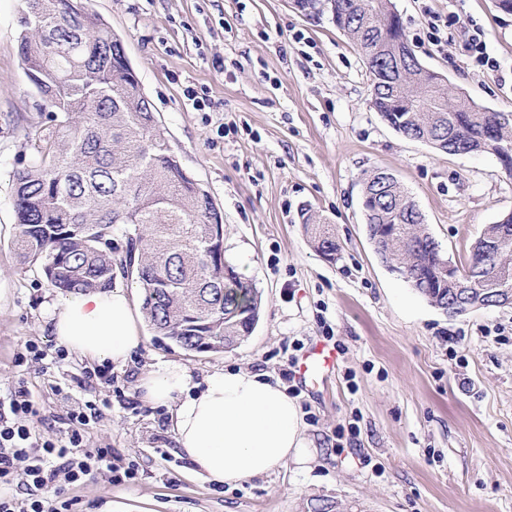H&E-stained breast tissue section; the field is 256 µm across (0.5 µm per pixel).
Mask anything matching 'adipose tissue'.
Segmentation results:
<instances>
[{
  "label": "adipose tissue",
  "instance_id": "1",
  "mask_svg": "<svg viewBox=\"0 0 512 512\" xmlns=\"http://www.w3.org/2000/svg\"><path fill=\"white\" fill-rule=\"evenodd\" d=\"M52 332L69 351L99 361H127L142 338L131 294L124 286L72 294L52 307ZM177 363L147 373L139 387L145 400L175 404L177 454L208 481L240 484L304 462L309 441L296 402L267 374L223 370L191 389Z\"/></svg>",
  "mask_w": 512,
  "mask_h": 512
}]
</instances>
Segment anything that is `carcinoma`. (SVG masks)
<instances>
[{
    "mask_svg": "<svg viewBox=\"0 0 512 512\" xmlns=\"http://www.w3.org/2000/svg\"><path fill=\"white\" fill-rule=\"evenodd\" d=\"M41 26L19 17L18 51L30 83L45 96L48 126L35 133V163L13 178L19 233L13 246L23 265H39L62 293L109 289L117 277L136 281L142 312L154 333L190 353H220L250 336L261 296L212 246L224 224L209 192L189 177L155 122L122 42L81 0H36ZM329 11L362 56L370 74V105L396 131L448 154L493 151L512 171V113L481 112L436 88L433 109L418 110L412 94L432 84L430 70L380 51L408 42L392 0H331ZM373 204L371 239L403 281L432 306L455 316L495 297H469L442 272L446 258L424 216L399 180L373 170L362 183ZM313 247L336 260L340 245L321 219L304 208ZM124 226L127 247L116 256L112 228ZM512 240V213L488 224L466 269L480 276L512 256L495 252Z\"/></svg>",
    "mask_w": 512,
    "mask_h": 512,
    "instance_id": "cac0c4a2",
    "label": "carcinoma"
}]
</instances>
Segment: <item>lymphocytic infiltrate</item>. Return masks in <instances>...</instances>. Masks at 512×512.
Wrapping results in <instances>:
<instances>
[{"label":"lymphocytic infiltrate","instance_id":"1","mask_svg":"<svg viewBox=\"0 0 512 512\" xmlns=\"http://www.w3.org/2000/svg\"><path fill=\"white\" fill-rule=\"evenodd\" d=\"M65 400L69 405L65 438L55 443L42 440L27 424L37 414L31 390L21 385L0 398V512H71L72 501L41 498L38 489L60 479L73 484L103 469L111 471L115 483L134 478V467L113 466L111 448L87 446V429L99 413L97 404L70 394ZM21 474L33 489L24 499L15 489Z\"/></svg>","mask_w":512,"mask_h":512}]
</instances>
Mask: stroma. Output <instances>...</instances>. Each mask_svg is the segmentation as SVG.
Wrapping results in <instances>:
<instances>
[{"label":"stroma","instance_id":"35a3bbf8","mask_svg":"<svg viewBox=\"0 0 512 512\" xmlns=\"http://www.w3.org/2000/svg\"><path fill=\"white\" fill-rule=\"evenodd\" d=\"M123 43L181 166L224 215V255L261 293L251 336L223 353L190 354L141 324L144 338L111 382L83 390L100 415L89 444L135 463L116 485L99 471L57 490L76 512L115 495L143 512H512V305L448 317L377 258L361 208L364 173H394L453 263L466 265L485 225L512 213V172L490 153L446 154L406 138L369 105L364 61L330 14L292 0H82ZM420 62L453 93L512 112V13L496 0H392ZM443 26L432 33V17ZM19 0H0V395L18 383L41 396L30 424L59 439L74 391L70 354L38 266L21 265L12 180L32 164L48 112L18 54ZM481 30L496 70L479 60ZM310 207L340 244L336 262L313 247ZM331 340L336 368L319 392L293 397L308 428L305 464L236 486L190 474L175 453L172 409L144 400L141 376L164 362L193 381L224 368L281 377L291 356ZM46 349L22 360L27 342Z\"/></svg>","mask_w":512,"mask_h":512}]
</instances>
